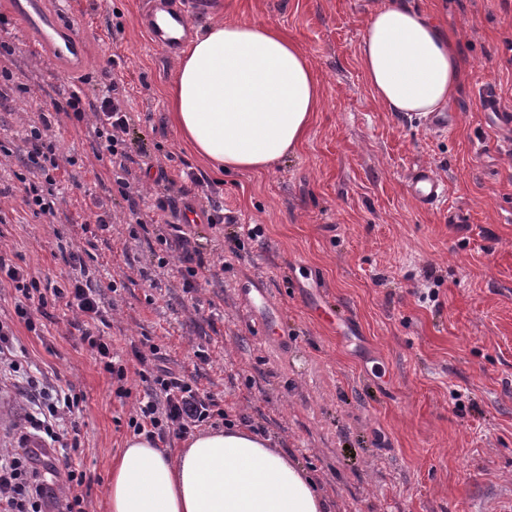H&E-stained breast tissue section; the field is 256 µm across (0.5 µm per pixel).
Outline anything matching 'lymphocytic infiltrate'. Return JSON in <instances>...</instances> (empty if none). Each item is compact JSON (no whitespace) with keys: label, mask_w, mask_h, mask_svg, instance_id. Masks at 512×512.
<instances>
[{"label":"lymphocytic infiltrate","mask_w":512,"mask_h":512,"mask_svg":"<svg viewBox=\"0 0 512 512\" xmlns=\"http://www.w3.org/2000/svg\"><path fill=\"white\" fill-rule=\"evenodd\" d=\"M115 84L104 85L101 94L85 102L79 93H72L66 102L50 101L54 111H71L76 119H83L86 110H93L97 119L92 131L97 157H108L113 167L127 169L133 157L128 149L126 135L129 116L125 99L115 96ZM29 139L32 149L27 154L26 165L38 171L40 181L28 183L25 188V203L33 213L51 216L55 213L57 199L54 173L58 168L55 143L44 142L39 128H31ZM206 199L213 212H221L222 203L214 196L211 186L201 174L186 171L178 188H172L154 200L159 211L174 210L179 199L188 193ZM68 262L74 271L67 287L54 288L43 292L40 282L22 267L6 262L0 256V273L5 274L16 291L21 292L24 301L16 305L15 313L27 327H34L35 313L43 312L48 303L64 304L75 314L78 324L83 325V339L87 342L96 361L116 382L118 397H128L124 383L127 379L129 362H136L138 374L147 385L142 397L135 405V414L129 420L134 434L145 435L154 441L166 442L169 437L184 438L194 429L208 422L215 412L217 403L210 393L199 390L185 377L174 374L159 363V349L144 342L132 346L130 358H123L114 352L101 335L88 331V324L105 322L101 293L94 284L82 257L70 253ZM44 407L40 414L28 415L26 422L31 429L45 433L52 442H60L62 436L56 430L60 420L73 416L80 409L82 398L77 393L56 390L42 392ZM48 486L42 482L40 473L33 465L32 457L22 453L0 462V512H43Z\"/></svg>","instance_id":"obj_1"}]
</instances>
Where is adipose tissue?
<instances>
[{
    "mask_svg": "<svg viewBox=\"0 0 512 512\" xmlns=\"http://www.w3.org/2000/svg\"><path fill=\"white\" fill-rule=\"evenodd\" d=\"M361 70L386 111L425 116L448 107L462 72L431 14L408 0L374 8L358 49ZM170 121L201 159L226 172L267 171L295 154L321 108L307 55L271 25L214 21L176 58ZM110 512H330L316 480L268 438L230 425L182 448L127 439L112 466Z\"/></svg>",
    "mask_w": 512,
    "mask_h": 512,
    "instance_id": "obj_1",
    "label": "adipose tissue"
}]
</instances>
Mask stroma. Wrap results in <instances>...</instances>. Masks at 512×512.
<instances>
[{"mask_svg": "<svg viewBox=\"0 0 512 512\" xmlns=\"http://www.w3.org/2000/svg\"><path fill=\"white\" fill-rule=\"evenodd\" d=\"M383 0H192L194 26L272 24L307 54L324 101L295 156L261 173L225 174L180 141L165 92L174 54L141 24L145 0H45L83 35L78 62L40 49L0 0V255L64 286L58 247L78 252L105 287L104 335L114 349L151 340L173 372L195 377L235 424L270 437L314 470L332 512H512V125L482 112L493 86L512 108V0H414L456 41L464 70L449 106L450 129L385 111L358 61L371 9ZM116 57L129 100L127 179L149 196L193 168L212 181L225 211L257 224H196L205 257L223 256L215 279L191 277L159 235L183 217L142 209L132 219L118 170L98 160L93 114L43 125L41 107L71 92L93 100ZM58 146L55 215L32 214L18 175L30 127ZM448 184L438 206L408 193L412 166ZM467 208L470 221L448 212ZM106 219L108 230L97 227ZM167 266H159V258ZM260 282L269 319L257 322L241 295ZM0 288V319L14 335L0 381V448L15 449L35 412L30 380L72 388L88 477L85 512H107L112 462L131 436L144 383L129 373L118 398L73 323L50 305L40 330L14 314ZM287 327V341L277 332Z\"/></svg>", "mask_w": 512, "mask_h": 512, "instance_id": "stroma-1", "label": "stroma"}]
</instances>
